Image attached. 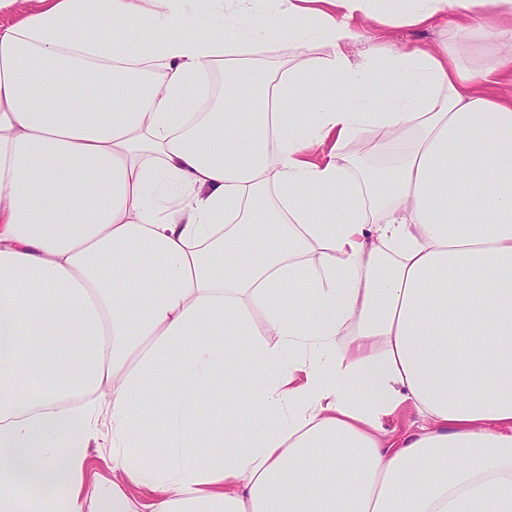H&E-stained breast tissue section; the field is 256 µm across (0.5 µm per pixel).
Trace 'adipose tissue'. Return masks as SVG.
<instances>
[{
    "mask_svg": "<svg viewBox=\"0 0 512 512\" xmlns=\"http://www.w3.org/2000/svg\"><path fill=\"white\" fill-rule=\"evenodd\" d=\"M215 2L0 0V512H84L97 442L99 512H135L130 485L149 512H512V0ZM447 21L472 65L345 52ZM276 25L332 52L259 89ZM366 128L383 176L312 160ZM244 346L264 396L228 418L207 394ZM421 424V418L413 411H404L383 419V427L390 437H398L410 429L415 430ZM111 455L112 450L108 445L97 447L91 444L86 469V476L91 485L94 482L106 483L112 480Z\"/></svg>",
    "mask_w": 512,
    "mask_h": 512,
    "instance_id": "1",
    "label": "adipose tissue"
}]
</instances>
